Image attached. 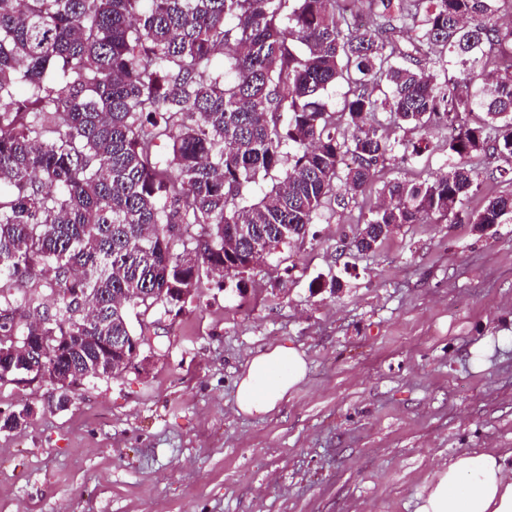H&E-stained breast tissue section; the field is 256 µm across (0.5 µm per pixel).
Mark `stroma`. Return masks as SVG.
Returning <instances> with one entry per match:
<instances>
[{
	"label": "stroma",
	"instance_id": "35a3bbf8",
	"mask_svg": "<svg viewBox=\"0 0 512 512\" xmlns=\"http://www.w3.org/2000/svg\"><path fill=\"white\" fill-rule=\"evenodd\" d=\"M382 132L429 149L378 181L448 172L444 125ZM377 203L328 202L253 269L203 278L179 318L149 313V364L67 409L1 388L0 408L34 413L0 432V512H416L443 461L512 450V222L435 218L358 252ZM274 344L304 352L306 379L273 414L236 415L248 354Z\"/></svg>",
	"mask_w": 512,
	"mask_h": 512
}]
</instances>
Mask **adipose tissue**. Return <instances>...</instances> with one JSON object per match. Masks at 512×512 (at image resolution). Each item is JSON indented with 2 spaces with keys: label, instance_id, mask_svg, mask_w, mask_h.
<instances>
[{
  "label": "adipose tissue",
  "instance_id": "adipose-tissue-1",
  "mask_svg": "<svg viewBox=\"0 0 512 512\" xmlns=\"http://www.w3.org/2000/svg\"><path fill=\"white\" fill-rule=\"evenodd\" d=\"M307 374L305 354L296 347L250 353L236 381L237 414L273 413ZM416 512H512V451L472 450L436 467Z\"/></svg>",
  "mask_w": 512,
  "mask_h": 512
}]
</instances>
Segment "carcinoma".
<instances>
[{
  "label": "carcinoma",
  "mask_w": 512,
  "mask_h": 512,
  "mask_svg": "<svg viewBox=\"0 0 512 512\" xmlns=\"http://www.w3.org/2000/svg\"><path fill=\"white\" fill-rule=\"evenodd\" d=\"M356 2L0 0V387L21 383L22 361L121 374L131 309H181L210 271L304 236L334 187L372 191L394 151L369 122L380 112L451 126L454 161L431 183H383L357 251L382 224L512 220V196L467 206L483 159L512 175L508 0H363V25ZM342 81L338 109L327 92Z\"/></svg>",
  "instance_id": "obj_1"
}]
</instances>
